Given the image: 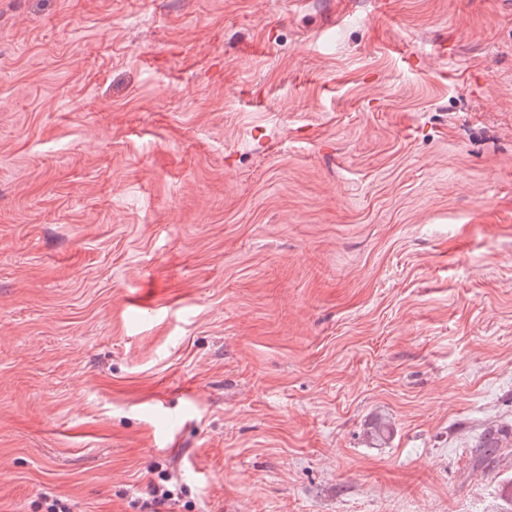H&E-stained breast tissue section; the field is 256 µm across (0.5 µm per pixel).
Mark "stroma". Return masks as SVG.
<instances>
[{
    "label": "stroma",
    "mask_w": 512,
    "mask_h": 512,
    "mask_svg": "<svg viewBox=\"0 0 512 512\" xmlns=\"http://www.w3.org/2000/svg\"><path fill=\"white\" fill-rule=\"evenodd\" d=\"M489 427L512 0H0V512H506ZM150 496L151 502L147 504V507L152 509V512H162L169 510L172 501H175V496L178 495L174 490L170 489L167 485L150 481ZM178 498V496H177Z\"/></svg>",
    "instance_id": "stroma-1"
}]
</instances>
